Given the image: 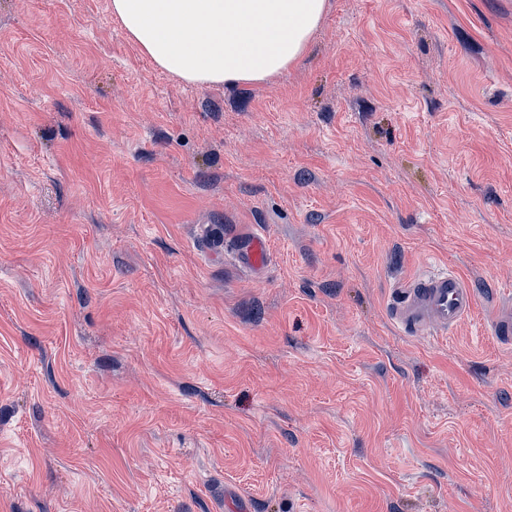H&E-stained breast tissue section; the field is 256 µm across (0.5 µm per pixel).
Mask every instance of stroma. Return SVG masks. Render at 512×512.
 Instances as JSON below:
<instances>
[{"instance_id": "stroma-1", "label": "stroma", "mask_w": 512, "mask_h": 512, "mask_svg": "<svg viewBox=\"0 0 512 512\" xmlns=\"http://www.w3.org/2000/svg\"><path fill=\"white\" fill-rule=\"evenodd\" d=\"M328 5L198 86L0 0V512H512V0ZM448 268L473 312L402 334ZM270 257L269 241L264 232L239 242L232 252V260L253 273H261L268 265ZM475 305L474 289L464 277L453 271L429 272L398 289L390 317L408 334L424 336L451 328Z\"/></svg>"}]
</instances>
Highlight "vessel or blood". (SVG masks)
<instances>
[{"instance_id": "1", "label": "vessel or blood", "mask_w": 512, "mask_h": 512, "mask_svg": "<svg viewBox=\"0 0 512 512\" xmlns=\"http://www.w3.org/2000/svg\"><path fill=\"white\" fill-rule=\"evenodd\" d=\"M269 257V241L262 232L240 241L232 252L237 265L254 273L265 270ZM475 305L474 290L464 277L451 271L429 272L398 289L390 317L408 334L424 336L451 328Z\"/></svg>"}]
</instances>
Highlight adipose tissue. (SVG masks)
Instances as JSON below:
<instances>
[{"label":"adipose tissue","mask_w":512,"mask_h":512,"mask_svg":"<svg viewBox=\"0 0 512 512\" xmlns=\"http://www.w3.org/2000/svg\"><path fill=\"white\" fill-rule=\"evenodd\" d=\"M327 0H110L129 38L193 85L258 82L297 62Z\"/></svg>","instance_id":"obj_1"}]
</instances>
